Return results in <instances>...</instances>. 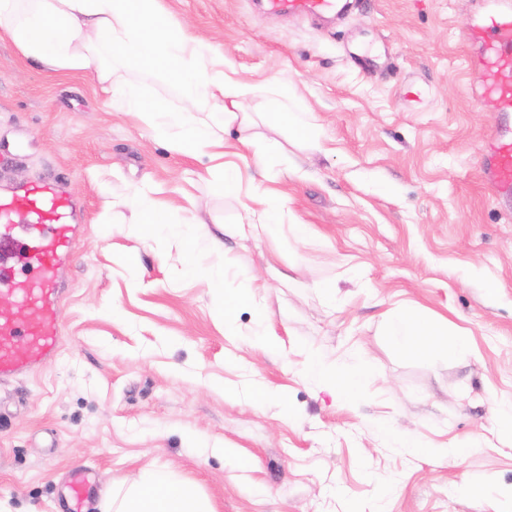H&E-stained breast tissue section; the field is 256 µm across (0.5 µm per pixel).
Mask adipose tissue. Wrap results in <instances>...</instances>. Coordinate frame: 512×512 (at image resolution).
<instances>
[{
    "label": "adipose tissue",
    "instance_id": "ef3b65f1",
    "mask_svg": "<svg viewBox=\"0 0 512 512\" xmlns=\"http://www.w3.org/2000/svg\"><path fill=\"white\" fill-rule=\"evenodd\" d=\"M41 69L75 74L93 70L113 111L138 113L146 128L166 137L169 148L191 157H223L224 134L233 125L244 131L237 148L254 144L253 120L241 101L249 85L227 70L224 52L191 34L163 9L161 0H0V37ZM164 77L179 92L182 105L165 98L145 102L136 74ZM136 221L153 235L181 231L177 213L162 212L153 189L133 197ZM385 334L398 349L416 354H463L468 332L442 334L409 305L392 309ZM367 363L349 365L314 359L310 378L336 391L356 393ZM100 512H214L197 484L174 479L170 470L149 466L130 483L112 488Z\"/></svg>",
    "mask_w": 512,
    "mask_h": 512
}]
</instances>
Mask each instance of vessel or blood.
Returning <instances> with one entry per match:
<instances>
[{"instance_id": "1", "label": "vessel or blood", "mask_w": 512, "mask_h": 512, "mask_svg": "<svg viewBox=\"0 0 512 512\" xmlns=\"http://www.w3.org/2000/svg\"><path fill=\"white\" fill-rule=\"evenodd\" d=\"M362 0H263L274 15L312 20L343 14ZM480 51L481 98L499 112H512V0H489L468 33ZM486 181L512 189V135L490 139L485 149ZM75 217L71 198L52 181L37 182L0 195V252L24 251L30 278L18 279L13 268L0 266V284L18 294L23 320L0 315V382L31 372L60 352L61 275L72 256Z\"/></svg>"}]
</instances>
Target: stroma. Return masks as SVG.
<instances>
[{"mask_svg": "<svg viewBox=\"0 0 512 512\" xmlns=\"http://www.w3.org/2000/svg\"><path fill=\"white\" fill-rule=\"evenodd\" d=\"M162 6L257 87L252 132L281 150L259 166L227 148L248 178L225 193L216 161L109 111L92 71L47 73L0 39V193L56 180L78 224L63 347L0 384V512H70L82 465L97 473L86 512L147 465L195 481L215 512H512L492 405L512 400V193L483 177L512 114L474 93L467 32L484 0H368L324 25L258 0ZM275 79L314 114L315 140L269 115ZM147 185L198 223L152 236L128 205ZM260 186L287 199V223H245ZM229 289L243 297L224 310ZM401 304L468 330L469 353L395 348L384 322ZM315 355L369 375L332 393L306 375ZM457 446L464 463L440 456ZM472 480L490 495L465 493Z\"/></svg>", "mask_w": 512, "mask_h": 512, "instance_id": "stroma-1", "label": "stroma"}]
</instances>
